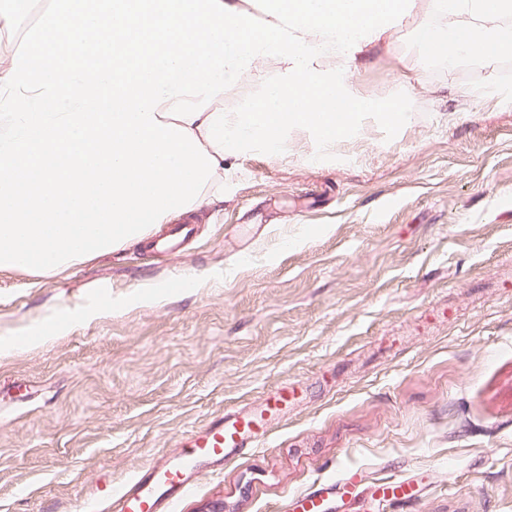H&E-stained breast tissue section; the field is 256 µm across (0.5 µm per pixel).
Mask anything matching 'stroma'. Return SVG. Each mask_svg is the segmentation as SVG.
<instances>
[{"mask_svg":"<svg viewBox=\"0 0 512 512\" xmlns=\"http://www.w3.org/2000/svg\"><path fill=\"white\" fill-rule=\"evenodd\" d=\"M425 24L449 21L415 0L345 72L364 98L408 94L393 140L368 119L329 161L300 129L279 156L225 159L223 200L176 256L136 242L0 270V336L67 320L0 356V512H84L97 481L282 390L257 448L202 469L179 512H299L350 472L359 489L326 512H382L373 485L401 477L414 497L394 512H512V78L495 55L432 68ZM282 68L243 72L225 110Z\"/></svg>","mask_w":512,"mask_h":512,"instance_id":"1","label":"stroma"}]
</instances>
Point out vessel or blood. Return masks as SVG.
Instances as JSON below:
<instances>
[{
  "instance_id": "vessel-or-blood-1",
  "label": "vessel or blood",
  "mask_w": 512,
  "mask_h": 512,
  "mask_svg": "<svg viewBox=\"0 0 512 512\" xmlns=\"http://www.w3.org/2000/svg\"><path fill=\"white\" fill-rule=\"evenodd\" d=\"M193 233L190 224L174 225L165 241L158 243V254L179 250ZM256 417L247 413L226 415L195 432L189 439V452L165 458L149 467L121 488L111 482L98 486L88 512H97L99 502L109 503L113 512H175L180 497L189 491L204 460L221 462L228 450H242L253 444Z\"/></svg>"
}]
</instances>
